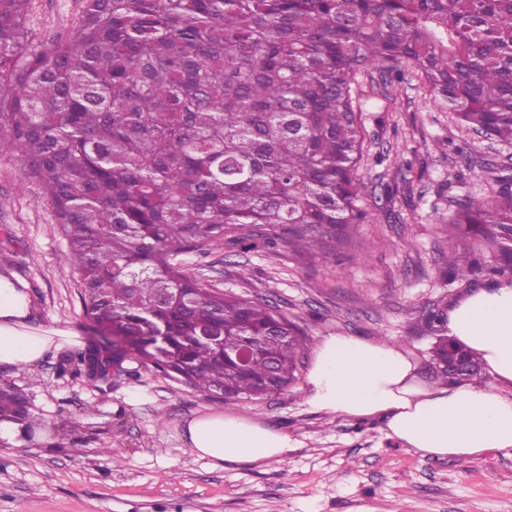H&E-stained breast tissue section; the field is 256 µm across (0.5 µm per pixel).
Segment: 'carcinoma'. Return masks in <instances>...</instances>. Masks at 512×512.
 Wrapping results in <instances>:
<instances>
[{"label": "carcinoma", "instance_id": "obj_1", "mask_svg": "<svg viewBox=\"0 0 512 512\" xmlns=\"http://www.w3.org/2000/svg\"><path fill=\"white\" fill-rule=\"evenodd\" d=\"M27 4L0 0V134L41 184L102 336L63 356L75 380L153 369L226 405L297 382L303 330L207 287L187 257L226 242L341 254L367 221L358 73L392 81L404 63L467 128L512 144V0H82L34 49ZM439 223L451 278L473 274L465 234L492 252L490 279L512 270V177ZM430 370L481 379L444 337ZM0 402L29 439L47 433L2 375Z\"/></svg>", "mask_w": 512, "mask_h": 512}]
</instances>
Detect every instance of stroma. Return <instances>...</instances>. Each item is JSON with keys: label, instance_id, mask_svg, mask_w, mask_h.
Masks as SVG:
<instances>
[{"label": "stroma", "instance_id": "35a3bbf8", "mask_svg": "<svg viewBox=\"0 0 512 512\" xmlns=\"http://www.w3.org/2000/svg\"><path fill=\"white\" fill-rule=\"evenodd\" d=\"M81 0H31L33 44L67 33ZM362 103L369 223L338 260L296 258L287 246L244 252L227 245L188 258L209 288L270 300L309 342L296 385L239 402L235 412L288 432L284 462L217 467L182 439L187 420L224 403L151 370L113 378L99 391L59 372L60 352L5 374L27 392L33 414L61 428L54 439L0 442V512H512V457L423 458L388 438L380 422L314 413L305 378L323 337L391 339L431 381L430 349L442 333L430 311L447 310L466 288L484 286L487 248L461 240L478 272L448 276V237L436 214L466 195L495 196L512 175V145L467 131L436 106L414 72L383 86L356 77ZM67 242L38 182L9 144L0 145V266L30 287L42 328L93 340ZM120 449L113 467L103 451Z\"/></svg>", "mask_w": 512, "mask_h": 512}]
</instances>
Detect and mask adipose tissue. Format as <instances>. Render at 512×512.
<instances>
[{"instance_id":"1","label":"adipose tissue","mask_w":512,"mask_h":512,"mask_svg":"<svg viewBox=\"0 0 512 512\" xmlns=\"http://www.w3.org/2000/svg\"><path fill=\"white\" fill-rule=\"evenodd\" d=\"M28 288L0 276V365L38 364L74 343L67 329L31 324ZM448 335L480 356L492 385L429 384L406 349L391 341L325 337L306 379V402L317 413L378 419L387 435L424 458H477L496 450L512 455V284L477 288L448 309ZM183 440L215 464L283 460L293 448L288 432L225 412L198 415Z\"/></svg>"}]
</instances>
